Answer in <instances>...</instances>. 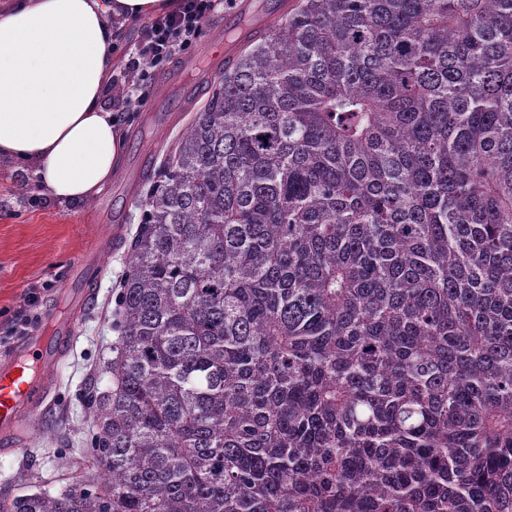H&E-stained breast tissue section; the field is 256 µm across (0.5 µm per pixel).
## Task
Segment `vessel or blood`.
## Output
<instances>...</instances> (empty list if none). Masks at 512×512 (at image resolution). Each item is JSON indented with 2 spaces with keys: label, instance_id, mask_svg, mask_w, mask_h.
<instances>
[{
  "label": "vessel or blood",
  "instance_id": "obj_1",
  "mask_svg": "<svg viewBox=\"0 0 512 512\" xmlns=\"http://www.w3.org/2000/svg\"><path fill=\"white\" fill-rule=\"evenodd\" d=\"M72 332L64 326L56 336L24 337L17 356L0 361V452L16 450L29 418L51 406L55 386L49 370L71 348Z\"/></svg>",
  "mask_w": 512,
  "mask_h": 512
}]
</instances>
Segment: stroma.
<instances>
[{
	"label": "stroma",
	"mask_w": 512,
	"mask_h": 512,
	"mask_svg": "<svg viewBox=\"0 0 512 512\" xmlns=\"http://www.w3.org/2000/svg\"><path fill=\"white\" fill-rule=\"evenodd\" d=\"M235 9L236 0H217L191 47L161 68L133 67V53L145 39L148 23L127 26L112 52V76L134 78L138 89L130 96V106L117 114L123 130L121 166L92 199L78 205L52 201L33 169L0 164V358L10 355L20 337L27 288L37 287L40 293L38 330H49L55 323L75 327L74 345L54 369L53 405L32 421L23 448L0 455V498L17 494L24 477L48 485L55 494L71 486L70 467L61 455L81 445L83 397L110 384L103 362L117 339L112 314L126 273L129 241L141 215L134 185L143 168L158 166L190 113L211 94L219 77L218 60L205 44L222 43L225 54H232L224 18ZM116 224L123 226L124 238L102 254L104 269L91 304L73 307L67 291L78 284L85 251L111 238Z\"/></svg>",
	"instance_id": "35a3bbf8"
}]
</instances>
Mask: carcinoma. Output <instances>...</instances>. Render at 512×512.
Returning a JSON list of instances; mask_svg holds the SVG:
<instances>
[{"label": "carcinoma", "mask_w": 512, "mask_h": 512, "mask_svg": "<svg viewBox=\"0 0 512 512\" xmlns=\"http://www.w3.org/2000/svg\"><path fill=\"white\" fill-rule=\"evenodd\" d=\"M138 183L89 465L0 512H512V0H296Z\"/></svg>", "instance_id": "1"}]
</instances>
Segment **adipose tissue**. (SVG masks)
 <instances>
[{
	"instance_id": "1",
	"label": "adipose tissue",
	"mask_w": 512,
	"mask_h": 512,
	"mask_svg": "<svg viewBox=\"0 0 512 512\" xmlns=\"http://www.w3.org/2000/svg\"><path fill=\"white\" fill-rule=\"evenodd\" d=\"M179 0H0V161L32 168L48 197L93 198L122 159L107 104L115 19Z\"/></svg>"
}]
</instances>
